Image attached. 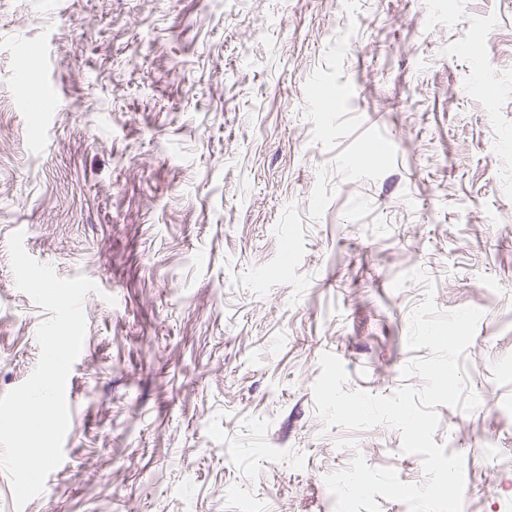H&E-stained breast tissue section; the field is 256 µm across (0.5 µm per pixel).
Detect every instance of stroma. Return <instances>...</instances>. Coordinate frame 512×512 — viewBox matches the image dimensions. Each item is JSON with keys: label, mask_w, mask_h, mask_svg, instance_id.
<instances>
[{"label": "stroma", "mask_w": 512, "mask_h": 512, "mask_svg": "<svg viewBox=\"0 0 512 512\" xmlns=\"http://www.w3.org/2000/svg\"><path fill=\"white\" fill-rule=\"evenodd\" d=\"M98 287L63 462L0 512H334L400 432L324 427L323 353L393 395L410 316L481 310L438 406L463 512H512V0H0V395L49 314L9 238ZM426 282L397 290L400 274ZM355 438L357 450L337 443Z\"/></svg>", "instance_id": "obj_1"}]
</instances>
